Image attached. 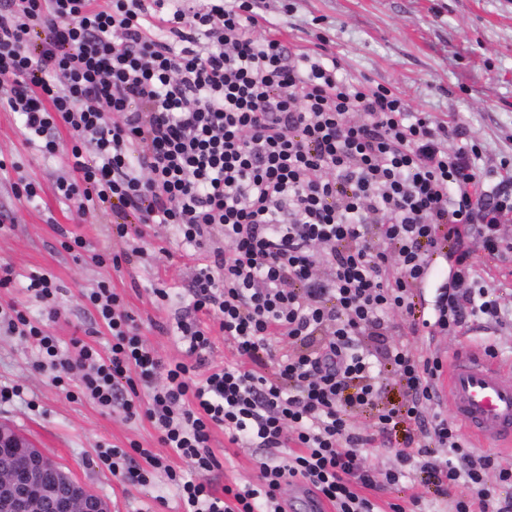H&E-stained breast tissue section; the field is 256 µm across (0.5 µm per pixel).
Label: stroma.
Here are the masks:
<instances>
[{
  "mask_svg": "<svg viewBox=\"0 0 512 512\" xmlns=\"http://www.w3.org/2000/svg\"><path fill=\"white\" fill-rule=\"evenodd\" d=\"M255 13L278 25L291 47L337 57L347 76L356 82L396 88L413 111L468 126L482 144V165L504 176L503 161H512V0H255ZM0 155L13 166L0 172V268H10V287L0 288V308L17 305L31 319H42L45 305L26 289L30 273L51 275L60 291L55 298L61 317L49 323L61 352L74 339H86L107 350L108 333L90 335L95 312L83 291L98 281H110L121 294L125 309L136 319L147 344L166 361L184 356L174 318L187 301L180 294L189 287L200 266L194 250L185 248L169 224L144 227L154 249L150 262L113 268L96 264L93 254L113 248L112 226L118 217L96 211L78 217L55 191L66 173L67 160L48 159L26 144L17 113L0 105ZM34 183V200L17 189ZM81 237V255L61 246L64 237ZM170 289L169 299L156 296ZM409 340L413 353L452 355L470 345H494L503 360L512 361V323L469 322L458 336H409L401 315L391 318L385 340L364 337L372 352ZM44 355L31 339L0 330V383L20 384L23 398L0 405V420L13 424L38 447L44 448L74 478L103 498L111 512H178L177 499L165 473H156L149 486L123 483L100 464L101 449L157 445L156 432L145 420L126 421L119 409H105L86 397L68 396L55 387L52 371L41 369ZM211 449L220 466L207 475L215 490L230 483L256 480L261 448L230 444L223 428H213ZM366 495L387 512L390 504L410 506L420 497L429 512H444L433 486L410 474L395 489L367 490Z\"/></svg>",
  "mask_w": 512,
  "mask_h": 512,
  "instance_id": "35a3bbf8",
  "label": "stroma"
}]
</instances>
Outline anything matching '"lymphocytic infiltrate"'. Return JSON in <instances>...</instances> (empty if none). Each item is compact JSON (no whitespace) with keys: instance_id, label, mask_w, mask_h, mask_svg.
<instances>
[{"instance_id":"f902f5d3","label":"lymphocytic infiltrate","mask_w":512,"mask_h":512,"mask_svg":"<svg viewBox=\"0 0 512 512\" xmlns=\"http://www.w3.org/2000/svg\"><path fill=\"white\" fill-rule=\"evenodd\" d=\"M0 87L44 157L61 149L58 126L70 132L59 196L80 214L106 205L124 215L112 226L123 249L94 254L97 264L145 256L132 220L176 225L197 249L224 239L188 290L193 316L175 321L185 360L163 361L106 281L83 297L112 337L108 353L79 340L62 358L25 311L7 320L48 368L77 374L83 394L152 423L157 448L100 453L112 476L147 486L165 470L180 512H286L280 491L296 480L335 512H376L359 488L398 485L415 465L450 512H512V467L471 451L439 412L441 356L402 341L377 359L362 343L394 313L418 331L414 288L441 250L454 271L436 290L433 332L512 319L464 245L476 236L493 259L512 250L498 234L512 220V183L486 180L468 128L349 80L336 58L290 51L251 0H0ZM213 321L238 359L211 368ZM390 372L406 385L405 409L376 407ZM356 408L375 410L371 428L352 424ZM401 423L397 467L366 466L367 448ZM215 426L280 455L258 462L256 483L216 492L205 479L219 466ZM434 450L448 461L430 462ZM171 453L193 478L168 466ZM461 485L468 495H455Z\"/></svg>"}]
</instances>
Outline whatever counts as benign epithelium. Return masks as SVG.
Listing matches in <instances>:
<instances>
[{
    "label": "benign epithelium",
    "mask_w": 512,
    "mask_h": 512,
    "mask_svg": "<svg viewBox=\"0 0 512 512\" xmlns=\"http://www.w3.org/2000/svg\"><path fill=\"white\" fill-rule=\"evenodd\" d=\"M24 448L22 457L0 453V507L4 512H110L93 490L76 481L43 449L13 426L0 421V449ZM58 474L61 482L46 481V473Z\"/></svg>",
    "instance_id": "benign-epithelium-1"
}]
</instances>
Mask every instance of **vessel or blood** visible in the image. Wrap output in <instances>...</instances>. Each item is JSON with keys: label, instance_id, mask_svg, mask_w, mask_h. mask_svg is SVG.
Returning <instances> with one entry per match:
<instances>
[{"label": "vessel or blood", "instance_id": "obj_1", "mask_svg": "<svg viewBox=\"0 0 512 512\" xmlns=\"http://www.w3.org/2000/svg\"><path fill=\"white\" fill-rule=\"evenodd\" d=\"M438 389L475 446L512 450V380L499 360L476 348L453 355Z\"/></svg>", "mask_w": 512, "mask_h": 512}]
</instances>
